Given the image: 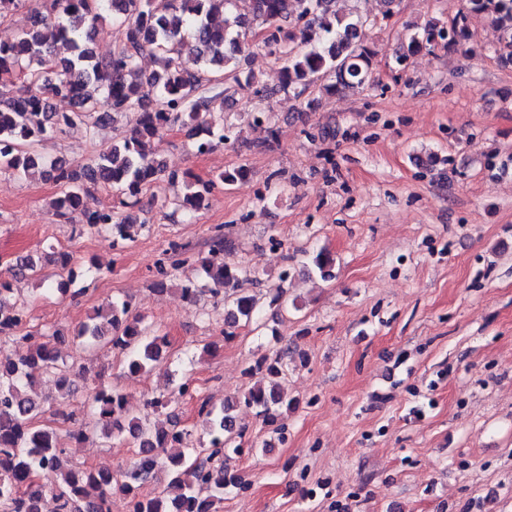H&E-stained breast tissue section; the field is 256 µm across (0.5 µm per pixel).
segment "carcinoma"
Masks as SVG:
<instances>
[{"label":"carcinoma","instance_id":"cac0c4a2","mask_svg":"<svg viewBox=\"0 0 512 512\" xmlns=\"http://www.w3.org/2000/svg\"><path fill=\"white\" fill-rule=\"evenodd\" d=\"M338 0H35L27 23L8 42L0 41V75L21 73L25 87L9 97L0 91V142L10 147L0 151V170L26 175L35 168L61 190L53 201L56 216L76 209L88 185L103 184L116 193L118 204L89 214L87 224L112 238V248L132 241L144 228L129 209L139 196L161 182L176 181L167 173L158 154V144L173 127L187 130L196 153L204 154L224 145V106L245 95L268 99L278 93L295 98L314 94L340 95L348 90L376 85L374 53L360 42L359 31L370 19L343 14ZM487 17L498 33L501 57L512 62V0H464L461 11L449 20L431 18L410 24L412 33L400 43L395 57L398 66L410 57L444 44L458 48L469 37L468 16ZM123 27V41L106 58L97 56L93 44L95 26L104 17ZM264 32L262 45L281 63L277 89L265 87L256 74L244 67L247 40L253 28ZM68 42L72 54L57 58L56 45ZM154 53L160 68L148 75L138 68L145 50ZM158 91L156 103L147 106L140 95L143 81ZM70 92L71 109L50 111L49 95ZM139 109L135 126L122 142L99 153L77 170L56 161L46 162L38 146L66 129L82 123L95 130L121 114ZM240 167L209 179L190 176L184 180L180 206L191 212L204 208L218 185H232L247 177ZM178 259L171 269L194 262L202 278L183 285L180 292L192 302L201 294H221L228 286L259 281L245 266L225 259L228 244L216 235L205 256L171 244ZM53 263L73 279L74 256L49 247L45 258L31 254L15 258L16 275H40L43 262ZM0 282V334L27 344L26 351L12 354L0 346V512H41L46 491L55 493L57 512H109L112 491L128 499L129 512H218L224 494L238 479L213 460L216 449L239 452L236 439L235 402L214 406L204 400L198 415L206 426L208 446L191 448L188 432L173 423L163 428L148 416H126V393L100 387L92 396L93 429L109 439L112 430L128 433L139 447V460L117 478L105 467L86 468L67 460L58 444L57 428L40 423L42 407L30 388L45 376L55 378L61 393L70 391L80 370L67 362L62 347L68 342L83 347L108 346L123 355L128 377L170 365L166 336L132 314L128 300L113 301L96 311L66 338L55 330L47 341L30 344L41 335L30 324L25 303L4 296ZM259 298L245 288L224 297L225 335H234L240 323L257 322ZM288 351L264 355L246 368L254 378L244 392L243 402L256 409L267 422H274L288 409L283 382L288 376ZM165 454L170 478L155 496L139 493ZM54 477L47 488L43 477Z\"/></svg>","mask_w":512,"mask_h":512}]
</instances>
